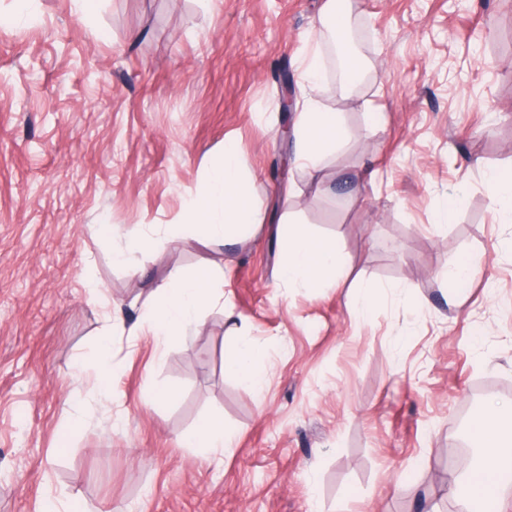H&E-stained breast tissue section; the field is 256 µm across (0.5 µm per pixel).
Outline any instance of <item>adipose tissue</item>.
I'll use <instances>...</instances> for the list:
<instances>
[{
    "instance_id": "ef3b65f1",
    "label": "adipose tissue",
    "mask_w": 512,
    "mask_h": 512,
    "mask_svg": "<svg viewBox=\"0 0 512 512\" xmlns=\"http://www.w3.org/2000/svg\"><path fill=\"white\" fill-rule=\"evenodd\" d=\"M293 162L315 184H322L324 158L340 151L348 135L341 113L324 109L307 97L294 127ZM245 166L238 149L225 144L222 157L210 168L203 189L189 198L183 213V230L203 241L234 239L252 233L257 220L245 190ZM348 258L335 241L320 239L300 224L288 227L277 276L282 283L316 294L335 286L344 277ZM155 303L145 322L159 346L186 339L199 323L205 306L223 305L224 295L210 288L207 273L172 271L156 285ZM265 352L248 338L224 361L226 371L262 392L266 382ZM477 438L484 450V463L468 484L454 492L460 503L496 485L505 464H512V408L494 406L478 424Z\"/></svg>"
}]
</instances>
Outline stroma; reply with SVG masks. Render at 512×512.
<instances>
[{
	"instance_id": "stroma-1",
	"label": "stroma",
	"mask_w": 512,
	"mask_h": 512,
	"mask_svg": "<svg viewBox=\"0 0 512 512\" xmlns=\"http://www.w3.org/2000/svg\"><path fill=\"white\" fill-rule=\"evenodd\" d=\"M323 2L35 0L34 23L0 26V512L48 495L86 512H459L473 423L512 405V223L482 175L512 173V0H349L367 71L353 88L318 33ZM315 44L312 92L298 62ZM284 72L295 104L343 114L331 191L280 167L282 120L298 118L280 112ZM228 140L260 227L174 240ZM292 222L339 241L336 287L277 281ZM142 235L154 249L113 264ZM469 254L485 257L472 278L443 282ZM200 268L264 348L263 394L224 370L238 330L220 307L184 343L128 335L151 288ZM364 284L378 300L359 318ZM115 309L127 329L102 393L93 349ZM162 385L178 398L146 404ZM209 417L232 435L220 463L185 441Z\"/></svg>"
}]
</instances>
